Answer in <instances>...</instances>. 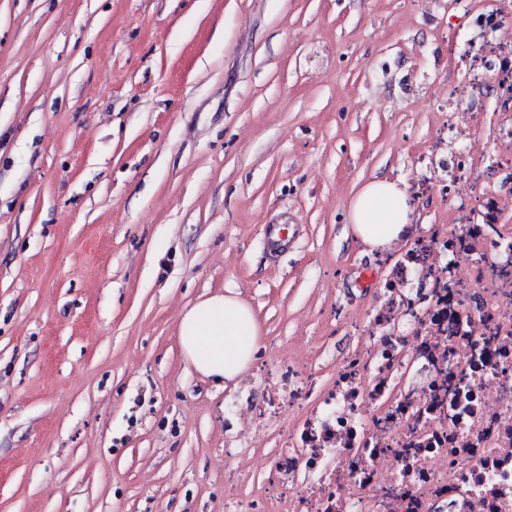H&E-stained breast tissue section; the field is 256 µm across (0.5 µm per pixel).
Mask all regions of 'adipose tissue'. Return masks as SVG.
Wrapping results in <instances>:
<instances>
[{
  "instance_id": "obj_1",
  "label": "adipose tissue",
  "mask_w": 512,
  "mask_h": 512,
  "mask_svg": "<svg viewBox=\"0 0 512 512\" xmlns=\"http://www.w3.org/2000/svg\"><path fill=\"white\" fill-rule=\"evenodd\" d=\"M349 221L368 250L392 249L415 230L410 194L393 180L369 182L354 195ZM177 340L186 365L219 386L235 383L262 343L252 307L234 291L209 295L188 307L179 320Z\"/></svg>"
}]
</instances>
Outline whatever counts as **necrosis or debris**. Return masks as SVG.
<instances>
[{
    "instance_id": "necrosis-or-debris-1",
    "label": "necrosis or debris",
    "mask_w": 512,
    "mask_h": 512,
    "mask_svg": "<svg viewBox=\"0 0 512 512\" xmlns=\"http://www.w3.org/2000/svg\"><path fill=\"white\" fill-rule=\"evenodd\" d=\"M475 41L448 87V129L498 119L488 152L448 150L453 229L422 227L356 322L329 388L261 378L237 416L311 405L272 457V512H512V0H470Z\"/></svg>"
}]
</instances>
